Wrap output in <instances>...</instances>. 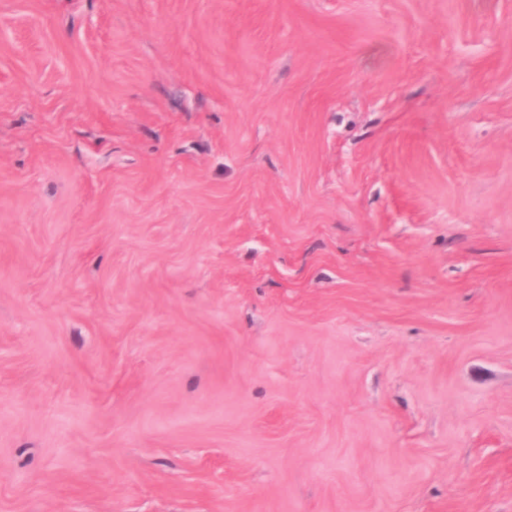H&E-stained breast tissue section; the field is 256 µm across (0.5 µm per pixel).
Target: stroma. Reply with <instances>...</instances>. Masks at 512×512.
<instances>
[{"label": "stroma", "mask_w": 512, "mask_h": 512, "mask_svg": "<svg viewBox=\"0 0 512 512\" xmlns=\"http://www.w3.org/2000/svg\"><path fill=\"white\" fill-rule=\"evenodd\" d=\"M0 512H512V0H0Z\"/></svg>", "instance_id": "stroma-1"}]
</instances>
